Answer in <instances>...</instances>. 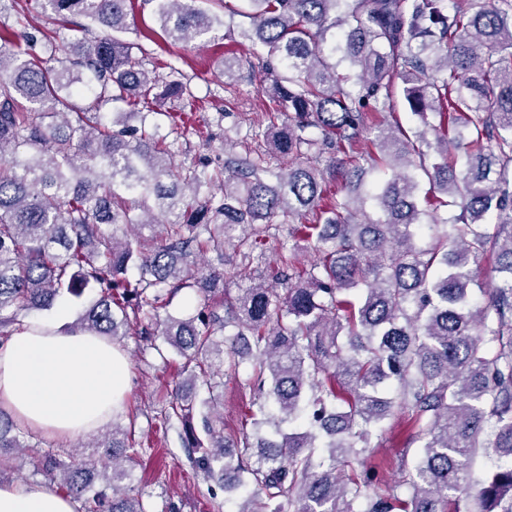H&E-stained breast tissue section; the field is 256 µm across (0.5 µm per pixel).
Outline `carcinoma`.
Here are the masks:
<instances>
[{
	"label": "carcinoma",
	"instance_id": "cac0c4a2",
	"mask_svg": "<svg viewBox=\"0 0 512 512\" xmlns=\"http://www.w3.org/2000/svg\"><path fill=\"white\" fill-rule=\"evenodd\" d=\"M151 2L171 44L224 26L197 0ZM244 2L224 8L267 75L271 126L252 139L269 151L212 170L181 160L176 138L190 126L211 145L207 116L170 113L175 138L160 134L161 76L121 39L131 0H41L63 26L86 20L68 64H51V39L36 59L26 33L0 29V345L31 312L88 288L99 297L73 327L116 344L155 327L209 394L204 435L179 387L164 420L182 424L195 466L224 492L248 489L237 512L293 501L299 512H512V0ZM94 26L111 35L89 39ZM399 84L423 124L413 138L389 122ZM110 103L141 108L140 127L103 111ZM368 168L391 176L366 191ZM216 184L221 198L201 194ZM278 216L293 244L270 264L265 228ZM228 247L241 257L231 271ZM486 258L496 277L478 306L469 286ZM254 264L267 281L225 297L224 279H248ZM183 288L201 309L161 317L162 297ZM246 360L253 432L234 438L214 390ZM397 407L421 443L408 478L371 492L365 472L342 478ZM126 434L112 423L78 462L47 450L41 471L86 512H148L128 483L141 452ZM27 437L0 410V484L5 449ZM481 455L495 469L473 494Z\"/></svg>",
	"mask_w": 512,
	"mask_h": 512
}]
</instances>
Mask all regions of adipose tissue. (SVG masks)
Masks as SVG:
<instances>
[{"instance_id": "ef3b65f1", "label": "adipose tissue", "mask_w": 512, "mask_h": 512, "mask_svg": "<svg viewBox=\"0 0 512 512\" xmlns=\"http://www.w3.org/2000/svg\"><path fill=\"white\" fill-rule=\"evenodd\" d=\"M59 304L0 347V409L36 433L59 440L107 422L129 388L126 357L102 336L69 326ZM0 512H75L72 498L39 483L0 485Z\"/></svg>"}]
</instances>
